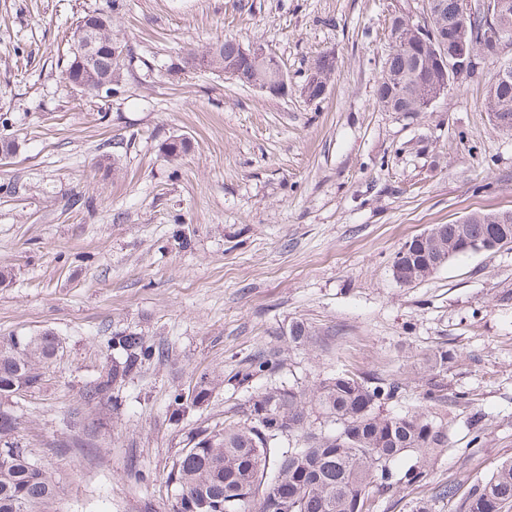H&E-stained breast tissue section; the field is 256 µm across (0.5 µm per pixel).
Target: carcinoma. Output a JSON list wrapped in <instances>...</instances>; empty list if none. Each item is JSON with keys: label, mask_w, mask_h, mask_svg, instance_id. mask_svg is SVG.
Listing matches in <instances>:
<instances>
[{"label": "carcinoma", "mask_w": 512, "mask_h": 512, "mask_svg": "<svg viewBox=\"0 0 512 512\" xmlns=\"http://www.w3.org/2000/svg\"><path fill=\"white\" fill-rule=\"evenodd\" d=\"M438 23L448 45L462 33L456 0H440ZM487 23L478 15L469 24L473 50L479 59L493 49L478 39ZM125 46L115 55L105 53L92 68L81 65V46L72 40L70 58L63 71L65 87H86V94L111 95L116 91ZM199 66L222 72L241 63V44L223 43L193 54ZM334 64L316 57L307 70L303 93L320 98ZM453 75L442 69L432 44L413 34L406 47H389L376 102L386 112H420L427 88L442 85ZM489 118L501 121L499 130L512 132V81L490 83L484 102ZM499 223L496 213H473L468 221L471 237L478 238ZM408 270L405 283L425 279L419 256L396 252ZM57 339L12 336L0 348V398L11 387L39 381L36 365L51 359ZM108 347L121 362L101 376L87 391L91 400L102 399L112 385L136 371L143 362L162 356L144 337L115 331ZM399 389L395 381L375 382L342 371L322 380L312 393L275 388L249 401L245 419L226 420L224 429L206 434L172 462L168 480L177 496H188L196 512H373L371 501L393 486L397 463H413L398 481L413 485L427 477L425 463L448 447V429L425 411L390 415L381 408ZM330 419L335 429L316 431L313 416ZM16 419L0 410V512H39L57 494V486L32 459L30 448L14 446ZM282 439L294 446L280 448ZM512 504V460L501 463L491 477L479 484L465 501L466 512H502Z\"/></svg>", "instance_id": "cac0c4a2"}]
</instances>
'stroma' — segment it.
<instances>
[{
  "mask_svg": "<svg viewBox=\"0 0 512 512\" xmlns=\"http://www.w3.org/2000/svg\"><path fill=\"white\" fill-rule=\"evenodd\" d=\"M422 0H123L120 91L63 87L76 23L109 0H0V343L53 334L38 384L0 401L57 483L45 512H171L173 460L257 394L311 390L346 370L399 381L386 411L425 408L448 427L425 481L374 512H464L469 491L512 459V247L454 258L404 285L407 240L476 212H512V132L483 110L512 42L423 112L375 103L388 22ZM264 41L285 63L271 96L190 53ZM325 96L301 93L322 52ZM186 138L169 159L163 147ZM111 154L117 167L101 165ZM308 343L289 339L295 322ZM163 348L109 397L113 332ZM454 354L432 370L438 348ZM269 366L254 369L256 357ZM207 400L174 416L175 394ZM441 400L424 402L428 385ZM454 497L439 498L444 486Z\"/></svg>",
  "mask_w": 512,
  "mask_h": 512,
  "instance_id": "stroma-1",
  "label": "stroma"
}]
</instances>
